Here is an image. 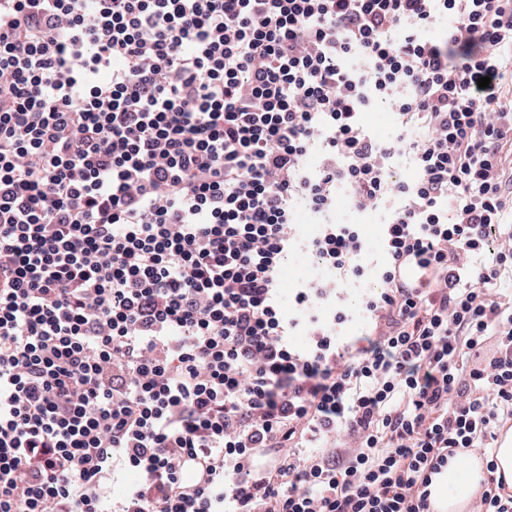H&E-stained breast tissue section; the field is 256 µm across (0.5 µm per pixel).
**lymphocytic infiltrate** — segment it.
Returning a JSON list of instances; mask_svg holds the SVG:
<instances>
[{
    "label": "lymphocytic infiltrate",
    "instance_id": "lymphocytic-infiltrate-1",
    "mask_svg": "<svg viewBox=\"0 0 512 512\" xmlns=\"http://www.w3.org/2000/svg\"><path fill=\"white\" fill-rule=\"evenodd\" d=\"M510 69L512 0H0V512H432L480 448L512 512ZM299 200L335 277L287 311ZM363 122L369 133L379 139H385L391 133L390 113L385 106L375 107L370 112H365ZM383 206L368 214H360L349 209L344 202H341L336 208V222L343 224H363L362 229L368 245L371 247L375 260H383L381 252L382 224L380 213ZM183 462V479L187 486V490L192 491L207 481L208 467L205 463L188 457H185Z\"/></svg>",
    "mask_w": 512,
    "mask_h": 512
}]
</instances>
